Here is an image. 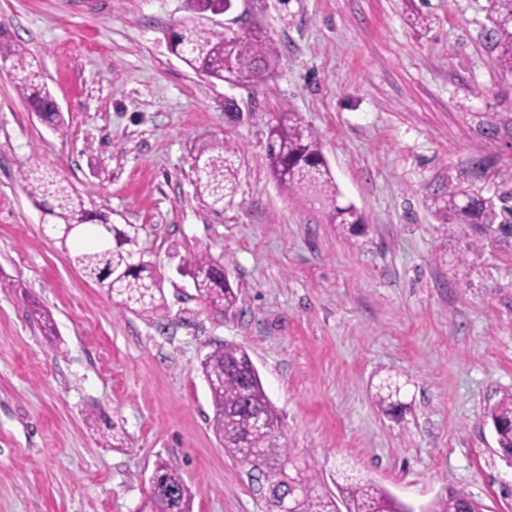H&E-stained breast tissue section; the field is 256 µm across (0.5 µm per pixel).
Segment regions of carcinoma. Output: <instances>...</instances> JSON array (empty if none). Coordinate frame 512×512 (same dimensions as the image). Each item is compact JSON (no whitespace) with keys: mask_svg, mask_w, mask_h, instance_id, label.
I'll return each mask as SVG.
<instances>
[{"mask_svg":"<svg viewBox=\"0 0 512 512\" xmlns=\"http://www.w3.org/2000/svg\"><path fill=\"white\" fill-rule=\"evenodd\" d=\"M191 10L203 14L224 12V0H191ZM486 38L496 51L499 70L512 74V0H489ZM172 51L192 70L233 85L265 81L278 58L274 41L262 32L226 36L197 24H183L171 33ZM0 62L15 71L20 97L54 130L64 128L62 113L43 82L39 70L28 62L25 50L0 26ZM239 146L229 137L197 142L193 159L205 163L195 173V194L219 211L237 193ZM268 160L274 180L291 192H305L320 201L328 220L343 234L362 233L365 218L352 204L339 202V191L323 158L318 136L302 124L294 112H282L270 128ZM485 165L473 163L457 183L435 193L431 208L452 236L466 241L512 246V191L486 196L477 182ZM28 195L41 207L46 223L79 227L95 245L70 256L85 276L115 291L121 310L140 317H153L165 309L164 276L143 260L140 238L145 227L121 226L109 216L88 210L78 194L55 173L32 166L20 172ZM196 297L210 308L235 313L242 302L239 289L232 287L224 265L209 253L194 254L186 262ZM201 372L213 405L211 427L225 452L240 463L254 462L251 471L258 483L254 491L274 512L279 499L297 495V486L311 494L297 501V512H414V509L375 483L345 472H336V491L324 492L315 465L291 464L282 443L281 418L267 396L259 372L245 348L226 343L214 348L200 361ZM393 382L375 386L378 405L392 414L401 406L390 393ZM496 435L498 452L512 461V395L501 398L488 413ZM163 489L146 505L148 512H191V494L183 477L164 459L156 461ZM422 512H482L478 502L462 490L448 491L434 499Z\"/></svg>","mask_w":512,"mask_h":512,"instance_id":"1","label":"carcinoma"}]
</instances>
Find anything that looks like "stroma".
<instances>
[{
	"label": "stroma",
	"instance_id": "1",
	"mask_svg": "<svg viewBox=\"0 0 512 512\" xmlns=\"http://www.w3.org/2000/svg\"><path fill=\"white\" fill-rule=\"evenodd\" d=\"M488 6L237 0L202 25L263 29L279 61L234 86L172 53L187 0H0L66 120L42 124L0 64V512H139L161 458L192 512H267L210 425L200 361L227 342L249 353L298 463L353 470L417 508L448 488L512 512L488 419L512 393V248L465 250L430 208L477 160L485 195L512 189V75L484 40ZM288 110L319 136L364 234L343 238L273 180L269 130ZM224 135L241 148L239 186L216 213L195 195L191 149ZM29 163L145 226L162 316L121 311L69 262L22 188ZM200 252L241 289L238 312L197 298L181 267ZM387 377L403 387L395 418L372 398Z\"/></svg>",
	"mask_w": 512,
	"mask_h": 512
}]
</instances>
